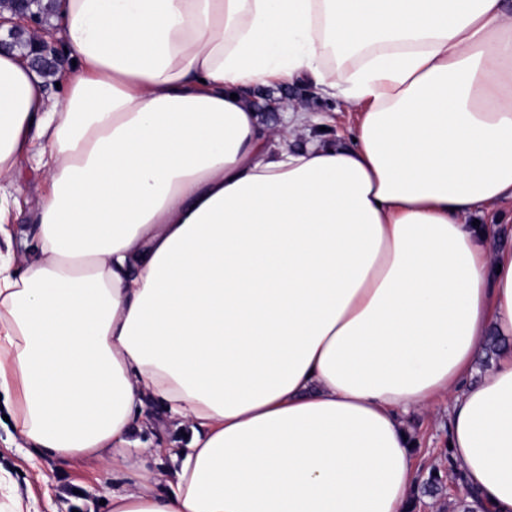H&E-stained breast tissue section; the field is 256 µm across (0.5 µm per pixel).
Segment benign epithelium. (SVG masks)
<instances>
[{"mask_svg": "<svg viewBox=\"0 0 512 512\" xmlns=\"http://www.w3.org/2000/svg\"><path fill=\"white\" fill-rule=\"evenodd\" d=\"M9 25L7 38L0 40V47H10L12 40L23 38L28 43L32 61L57 65L61 62L63 48L53 32L43 26L31 0H15L9 16L0 13V27Z\"/></svg>", "mask_w": 512, "mask_h": 512, "instance_id": "benign-epithelium-1", "label": "benign epithelium"}]
</instances>
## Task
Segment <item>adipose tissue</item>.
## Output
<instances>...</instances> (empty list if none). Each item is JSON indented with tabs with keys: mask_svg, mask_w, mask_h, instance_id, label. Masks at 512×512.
I'll use <instances>...</instances> for the list:
<instances>
[{
	"mask_svg": "<svg viewBox=\"0 0 512 512\" xmlns=\"http://www.w3.org/2000/svg\"><path fill=\"white\" fill-rule=\"evenodd\" d=\"M59 87L0 50V393L42 455L120 466L146 399L198 431L109 512H408L405 417L512 512V10L505 0H56ZM303 79L353 140L257 87ZM307 137L296 147L299 137ZM254 101L259 102V107L270 121L280 124L283 121L282 113L274 106L277 98L294 101L318 115L334 118V122L316 125L312 131V138L323 142L328 140L349 142V128L354 124L355 115L344 112L339 101L334 99H322L316 96L312 87L305 81L295 82L279 89H264L253 92ZM312 127V128H313ZM320 127H326V131H320ZM23 185L29 200L28 208L24 210L22 215H19L14 224L5 225L11 235L10 247L18 266L24 265L36 254L33 239L34 225L30 221L29 209L35 206L43 188L40 177L32 171L26 173ZM501 222L490 224L494 231L492 234V245L494 247H512V203L511 201L499 208Z\"/></svg>",
	"mask_w": 512,
	"mask_h": 512,
	"instance_id": "ef3b65f1",
	"label": "adipose tissue"
}]
</instances>
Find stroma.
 I'll return each instance as SVG.
<instances>
[{
  "label": "stroma",
  "instance_id": "stroma-1",
  "mask_svg": "<svg viewBox=\"0 0 512 512\" xmlns=\"http://www.w3.org/2000/svg\"><path fill=\"white\" fill-rule=\"evenodd\" d=\"M288 99L318 115L329 117L325 129H313L312 136L321 141H348L354 114L344 112L339 101L316 96L304 81L278 89L258 90L254 99L270 121L283 118L275 107L276 99ZM147 425L133 427L129 438L138 447L183 448L188 443L184 429L171 419L167 408L147 402ZM412 448L423 469L450 471L448 452V412L438 404L433 413H411L406 418ZM0 468L7 470V486L0 489V512H108L105 504L113 490L123 485L122 472L103 468L92 457L49 458L39 455L16 428L14 422L0 423Z\"/></svg>",
  "mask_w": 512,
  "mask_h": 512
}]
</instances>
